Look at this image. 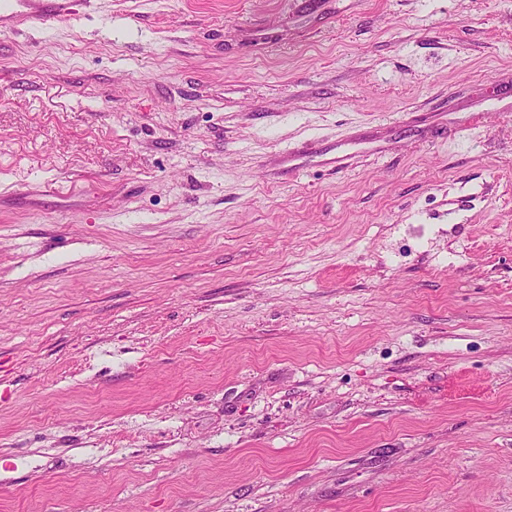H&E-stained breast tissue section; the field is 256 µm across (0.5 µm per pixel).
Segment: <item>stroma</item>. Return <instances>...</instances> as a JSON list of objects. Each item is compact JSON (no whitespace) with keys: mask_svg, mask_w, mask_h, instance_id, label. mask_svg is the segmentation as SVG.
<instances>
[{"mask_svg":"<svg viewBox=\"0 0 512 512\" xmlns=\"http://www.w3.org/2000/svg\"><path fill=\"white\" fill-rule=\"evenodd\" d=\"M499 78L512 0L0 34V512H512ZM323 140H307L301 148H288V158L292 160H301L310 157L323 156L332 150L336 151V157L333 163H336V169H344L349 166L350 154L338 150V148L327 147Z\"/></svg>","mask_w":512,"mask_h":512,"instance_id":"stroma-1","label":"stroma"}]
</instances>
